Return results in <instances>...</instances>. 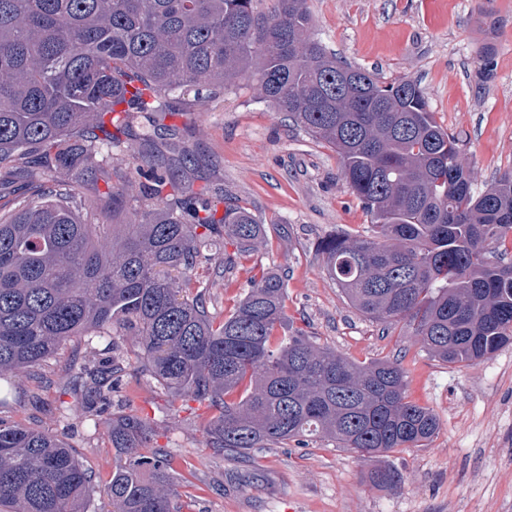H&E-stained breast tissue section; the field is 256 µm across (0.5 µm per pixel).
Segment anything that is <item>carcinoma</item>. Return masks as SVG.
Listing matches in <instances>:
<instances>
[{
    "label": "carcinoma",
    "instance_id": "1",
    "mask_svg": "<svg viewBox=\"0 0 512 512\" xmlns=\"http://www.w3.org/2000/svg\"><path fill=\"white\" fill-rule=\"evenodd\" d=\"M0 0V166L44 154L45 180L95 174L123 139L149 165L167 98L217 95L251 72L260 94L334 149L372 236L331 233L317 247L347 302L407 322L441 361L469 366L512 344V171L481 194L458 139L420 84H384L309 35L305 0ZM345 71L350 83L336 84ZM113 130H108L107 125ZM145 186L135 224H87L71 191L35 194L0 217V384L42 366L81 336H132L142 372L177 399L206 405L204 447L323 439L368 461L421 448L437 415L407 395L399 362H354L288 324L287 274L251 281L222 319L196 268L220 245L250 253L264 227L247 208L218 215L188 178L192 149ZM120 348L69 368L64 416L112 422L108 512H182L177 456L154 421L113 412ZM0 512H96L87 470L58 435L0 420Z\"/></svg>",
    "mask_w": 512,
    "mask_h": 512
}]
</instances>
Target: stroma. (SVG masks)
<instances>
[{
	"label": "stroma",
	"mask_w": 512,
	"mask_h": 512,
	"mask_svg": "<svg viewBox=\"0 0 512 512\" xmlns=\"http://www.w3.org/2000/svg\"><path fill=\"white\" fill-rule=\"evenodd\" d=\"M310 34L381 81L415 79L436 122L458 136L475 176L474 193L512 169V0H307ZM492 44L494 76L479 75L481 49ZM166 119L192 145L216 205L247 207L264 224L266 244L228 274L217 260L197 269L210 312L226 313L251 280L289 271L287 314L322 346L355 361H399L410 399L433 410L440 430L427 447L386 453L380 467L394 483L378 487L369 464L328 441L303 448H258L250 457H220L203 445L204 406L172 401L138 374L132 338L123 379L130 407L157 424V444L180 458L190 482V512H512V345L467 367L431 356L404 325L372 320L351 307L324 268L317 245L334 230L367 235L369 216L347 186L338 155L277 112L254 81L242 77L224 95L202 97L192 111L172 101ZM133 141L110 153L96 175L59 174L86 201L88 223L112 221V190L147 183ZM40 154L0 170V212L19 209L38 187ZM103 338L79 337L21 382L28 392L6 423L53 431L93 479L105 512L112 477V428L62 417L70 401L65 371L74 359L99 357Z\"/></svg>",
	"instance_id": "stroma-1"
}]
</instances>
